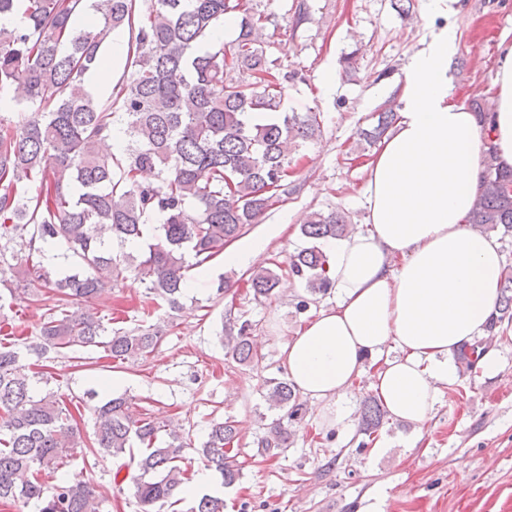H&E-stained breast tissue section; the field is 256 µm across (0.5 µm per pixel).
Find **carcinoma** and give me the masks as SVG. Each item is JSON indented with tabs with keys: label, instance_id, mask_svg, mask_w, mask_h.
I'll use <instances>...</instances> for the list:
<instances>
[{
	"label": "carcinoma",
	"instance_id": "cac0c4a2",
	"mask_svg": "<svg viewBox=\"0 0 512 512\" xmlns=\"http://www.w3.org/2000/svg\"><path fill=\"white\" fill-rule=\"evenodd\" d=\"M82 0H0V16L21 13L19 25L0 27V91L17 85L24 108L13 121L0 112V230L12 224L27 238L28 253L11 269L22 281H43L36 306L46 309L37 335L21 344L0 343V502L34 512H104L96 486L66 476L83 448L102 458L129 457L136 465L134 496L141 512H161L180 494H191V512H224V499L201 494L181 466L192 440L151 417L132 413L124 392L86 397L94 415L87 435L58 397L44 389L51 377L31 370L27 359L101 347L112 360H146L157 350L167 322L157 319L131 330L112 329L95 303L105 287L130 274L145 290L146 317L163 306L183 307L186 272L224 252L247 224L273 205L288 177L290 149L317 140L319 112H284L280 65L270 58L264 31L272 15L252 0H154L140 11L138 0H95L89 28L74 18ZM236 22L237 37L226 45L214 37L224 19ZM128 29V70L110 103L94 101L85 76L102 65L107 34ZM472 110L484 133L492 112L482 100ZM256 114H268L264 124ZM397 120L386 105L357 129L358 140L375 145ZM121 126L120 156L104 153L112 127ZM483 190L470 222L484 231L512 234V168L496 163L485 140ZM39 182L32 193L29 184ZM156 216L158 224L147 219ZM349 232L344 213L312 211L301 235L309 246L289 258L292 275L310 295L330 287L325 238ZM125 248L113 254V244ZM278 273H251L253 295H274ZM512 324V266L505 267L498 305L486 324L496 339ZM251 325L241 323L225 347L242 365L258 358ZM480 344L456 354L462 374L473 371ZM266 397L288 422L305 410L294 385L266 382ZM386 410L374 400L361 410L358 448L373 441ZM239 431L227 419L208 425L196 452L222 484L241 477L233 444ZM292 433L278 418L258 440L265 454L288 446ZM55 477L51 484L42 475Z\"/></svg>",
	"mask_w": 512,
	"mask_h": 512
}]
</instances>
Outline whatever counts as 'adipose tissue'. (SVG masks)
Instances as JSON below:
<instances>
[{
    "label": "adipose tissue",
    "mask_w": 512,
    "mask_h": 512,
    "mask_svg": "<svg viewBox=\"0 0 512 512\" xmlns=\"http://www.w3.org/2000/svg\"><path fill=\"white\" fill-rule=\"evenodd\" d=\"M457 42L444 26L411 57L395 130L367 165L366 221L320 243L336 304L281 349L289 379L326 425H346L344 397L365 373L390 418L423 424L455 381L454 352L482 337L498 302L500 244L468 217L485 142L512 167V43L500 46L486 135L449 85Z\"/></svg>",
    "instance_id": "adipose-tissue-1"
}]
</instances>
